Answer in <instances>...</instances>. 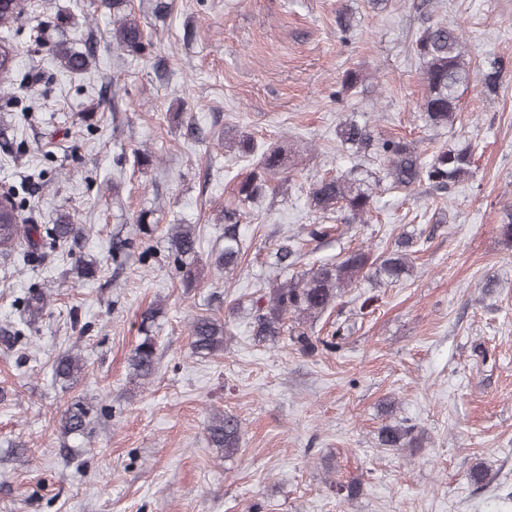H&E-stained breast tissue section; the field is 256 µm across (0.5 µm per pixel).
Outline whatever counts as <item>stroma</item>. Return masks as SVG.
Here are the masks:
<instances>
[{"instance_id": "obj_1", "label": "stroma", "mask_w": 512, "mask_h": 512, "mask_svg": "<svg viewBox=\"0 0 512 512\" xmlns=\"http://www.w3.org/2000/svg\"><path fill=\"white\" fill-rule=\"evenodd\" d=\"M15 37L19 88L30 112H0V185L31 180L41 223L72 214L78 244L32 268L0 256V328L21 313L28 288L49 308L32 342L0 348V512H512V0H130L153 48L133 58L112 47L100 0H27ZM353 17L341 33L338 11ZM433 20L460 25L471 68L502 64L496 94L460 90L453 128L426 125L422 69L411 54ZM59 35L92 49L87 70L63 72L48 50ZM361 75L352 90L348 70ZM431 153L475 143L477 173L445 197L379 195L370 223L347 224L309 205L310 183L348 172L336 135L346 120ZM199 138H190L188 126ZM231 134L291 150L290 180L242 218L241 270L213 263L226 208L251 159L225 147ZM145 215L150 234L138 230ZM196 225L200 284L183 288L167 230ZM307 224L336 230L304 257L334 262L354 247L377 255L403 234L430 229L410 277L358 282L340 301L355 329L337 351L304 355L287 339L258 342L249 303L276 275L270 253ZM128 240L122 264L115 238ZM96 261L79 277L80 261ZM376 295L358 314L360 294ZM237 306L221 352L195 355L196 314ZM160 307L156 373L130 378L140 316ZM80 355L77 381L53 376L55 359ZM93 409L88 439L62 436L74 399ZM242 425L233 456L208 442L213 414ZM406 420L422 448L380 447L378 431ZM485 465L484 486L469 474ZM360 482L351 500L337 483Z\"/></svg>"}]
</instances>
